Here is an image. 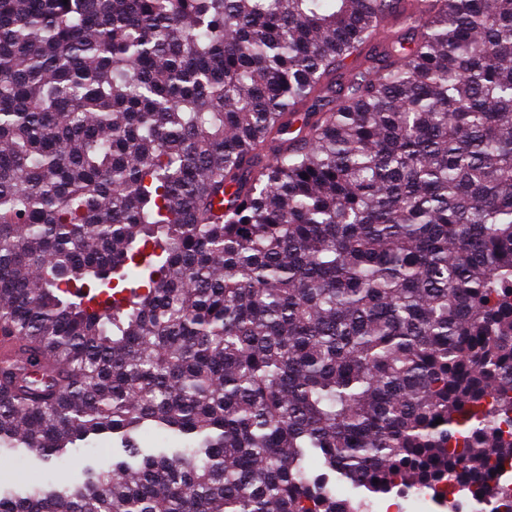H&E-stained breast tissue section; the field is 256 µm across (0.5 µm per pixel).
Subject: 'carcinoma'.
Wrapping results in <instances>:
<instances>
[{"label": "carcinoma", "mask_w": 512, "mask_h": 512, "mask_svg": "<svg viewBox=\"0 0 512 512\" xmlns=\"http://www.w3.org/2000/svg\"><path fill=\"white\" fill-rule=\"evenodd\" d=\"M2 341L0 512H512V0H0ZM112 444L99 446L100 449L90 450L89 448H74L69 455L68 461L64 467L69 478L76 480L79 478L81 471L90 462L93 456L101 469L104 471L112 470Z\"/></svg>", "instance_id": "1"}]
</instances>
